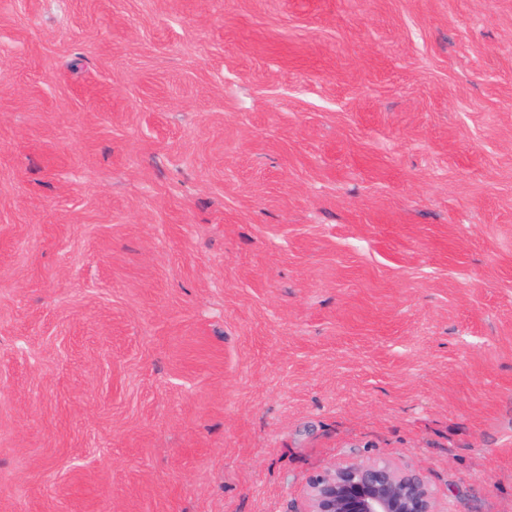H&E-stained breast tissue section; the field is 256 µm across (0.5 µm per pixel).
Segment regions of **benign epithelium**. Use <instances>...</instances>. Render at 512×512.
I'll list each match as a JSON object with an SVG mask.
<instances>
[{"mask_svg": "<svg viewBox=\"0 0 512 512\" xmlns=\"http://www.w3.org/2000/svg\"><path fill=\"white\" fill-rule=\"evenodd\" d=\"M304 512H440L423 473L383 459L352 460L306 482Z\"/></svg>", "mask_w": 512, "mask_h": 512, "instance_id": "benign-epithelium-1", "label": "benign epithelium"}]
</instances>
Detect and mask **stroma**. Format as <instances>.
<instances>
[{
  "label": "stroma",
  "instance_id": "stroma-1",
  "mask_svg": "<svg viewBox=\"0 0 512 512\" xmlns=\"http://www.w3.org/2000/svg\"><path fill=\"white\" fill-rule=\"evenodd\" d=\"M368 458L512 512V0H0V512Z\"/></svg>",
  "mask_w": 512,
  "mask_h": 512
}]
</instances>
